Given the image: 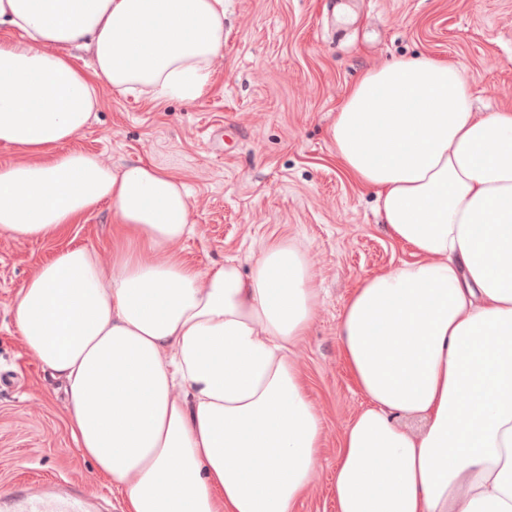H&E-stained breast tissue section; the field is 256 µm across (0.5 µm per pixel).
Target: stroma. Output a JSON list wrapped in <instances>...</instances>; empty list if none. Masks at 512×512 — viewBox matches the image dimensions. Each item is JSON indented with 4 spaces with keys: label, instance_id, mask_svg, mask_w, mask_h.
I'll return each instance as SVG.
<instances>
[{
    "label": "stroma",
    "instance_id": "35a3bbf8",
    "mask_svg": "<svg viewBox=\"0 0 512 512\" xmlns=\"http://www.w3.org/2000/svg\"><path fill=\"white\" fill-rule=\"evenodd\" d=\"M330 0H225L224 53L206 93L159 104L100 91L101 105L71 148L121 167L148 159L182 175L194 233L177 244L207 268L251 256L280 237L305 249L322 293L294 350L324 424L314 484L296 512H337L340 435L364 405L337 339L344 305L364 278L409 259L384 230L370 191L336 161L330 130L349 88L367 70L402 57L432 56L464 70L476 111L512 107V0H355L350 20ZM109 204L60 237L22 241L0 234V494L80 490L90 512H121L66 425L64 384L23 346L13 301L39 264L67 246L112 249Z\"/></svg>",
    "mask_w": 512,
    "mask_h": 512
}]
</instances>
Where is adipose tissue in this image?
I'll list each match as a JSON object with an SVG mask.
<instances>
[{
    "label": "adipose tissue",
    "instance_id": "ef3b65f1",
    "mask_svg": "<svg viewBox=\"0 0 512 512\" xmlns=\"http://www.w3.org/2000/svg\"><path fill=\"white\" fill-rule=\"evenodd\" d=\"M223 50L224 0H0V144L18 154L0 234L61 235L104 202L122 230L110 266L62 248L13 306L122 512H295L324 442L292 358L320 299L306 253L282 238L250 272L200 269L174 249L192 231L177 173L68 147L100 87L194 100ZM331 137L412 255L338 324L366 399L338 443V512H512V107L474 111L458 65L404 57L358 79Z\"/></svg>",
    "mask_w": 512,
    "mask_h": 512
}]
</instances>
